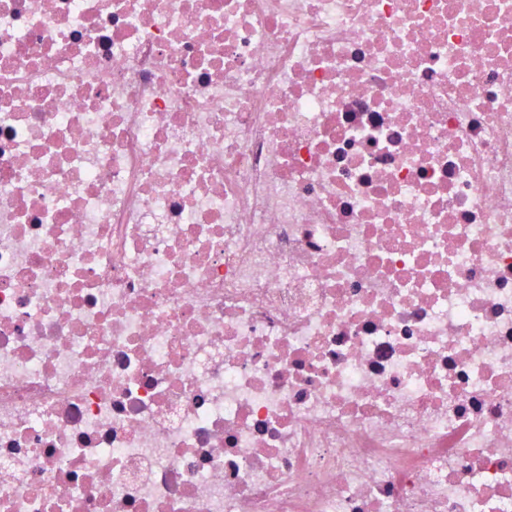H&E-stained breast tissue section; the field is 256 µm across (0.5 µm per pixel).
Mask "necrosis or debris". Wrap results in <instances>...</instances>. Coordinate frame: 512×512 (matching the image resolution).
<instances>
[{
  "label": "necrosis or debris",
  "instance_id": "1",
  "mask_svg": "<svg viewBox=\"0 0 512 512\" xmlns=\"http://www.w3.org/2000/svg\"><path fill=\"white\" fill-rule=\"evenodd\" d=\"M0 512H512V0H0Z\"/></svg>",
  "mask_w": 512,
  "mask_h": 512
}]
</instances>
